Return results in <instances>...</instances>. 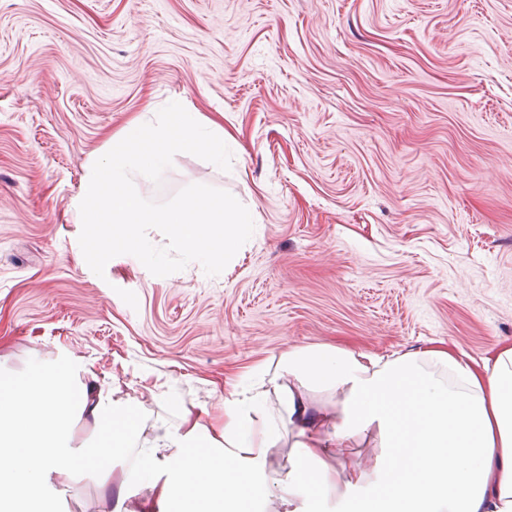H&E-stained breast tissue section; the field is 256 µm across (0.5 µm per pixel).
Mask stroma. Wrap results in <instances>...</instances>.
I'll return each instance as SVG.
<instances>
[{"label":"stroma","mask_w":512,"mask_h":512,"mask_svg":"<svg viewBox=\"0 0 512 512\" xmlns=\"http://www.w3.org/2000/svg\"><path fill=\"white\" fill-rule=\"evenodd\" d=\"M176 101L249 210L224 271L87 265L73 201L133 117ZM474 360L512 347V0H0V355L72 352L122 386L223 395L290 345ZM96 472L52 512H95Z\"/></svg>","instance_id":"35a3bbf8"}]
</instances>
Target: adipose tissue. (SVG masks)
<instances>
[{
    "label": "adipose tissue",
    "mask_w": 512,
    "mask_h": 512,
    "mask_svg": "<svg viewBox=\"0 0 512 512\" xmlns=\"http://www.w3.org/2000/svg\"><path fill=\"white\" fill-rule=\"evenodd\" d=\"M4 363L0 512H44L86 471L103 477L99 512H317L328 497L337 512H512V348L475 364L294 346L219 400L177 404L172 421L148 419L143 394L73 353L21 375Z\"/></svg>",
    "instance_id": "obj_1"
}]
</instances>
